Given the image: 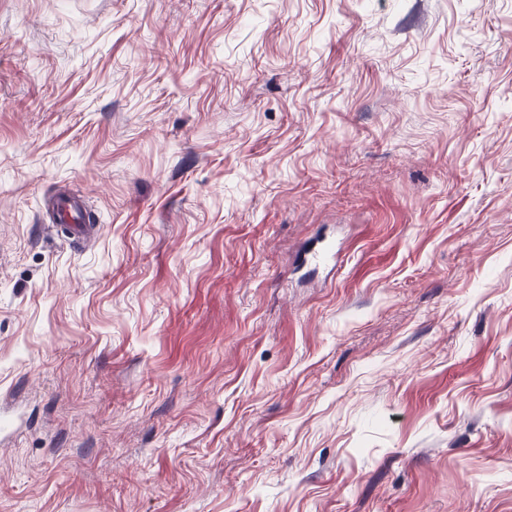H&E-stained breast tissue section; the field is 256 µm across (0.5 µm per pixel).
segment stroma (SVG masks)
<instances>
[{"instance_id": "obj_1", "label": "stroma", "mask_w": 512, "mask_h": 512, "mask_svg": "<svg viewBox=\"0 0 512 512\" xmlns=\"http://www.w3.org/2000/svg\"><path fill=\"white\" fill-rule=\"evenodd\" d=\"M4 416L0 512H512V0H0ZM47 212L74 241L88 242L100 233L101 225L91 224L90 208L82 196L59 194L48 202Z\"/></svg>"}]
</instances>
